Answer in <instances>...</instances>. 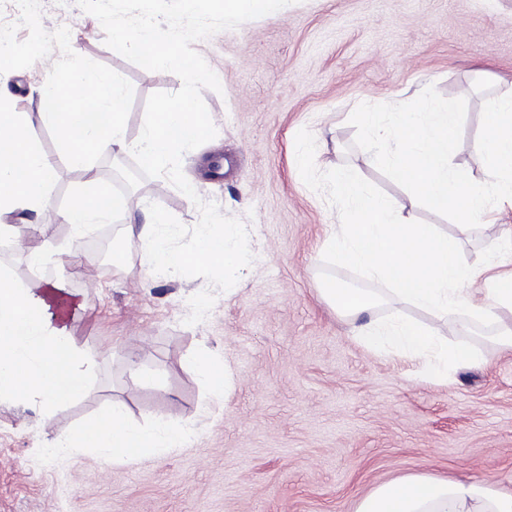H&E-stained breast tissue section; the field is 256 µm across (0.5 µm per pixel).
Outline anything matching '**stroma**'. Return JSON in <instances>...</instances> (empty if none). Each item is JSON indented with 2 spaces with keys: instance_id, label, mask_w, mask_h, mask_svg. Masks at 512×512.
Listing matches in <instances>:
<instances>
[{
  "instance_id": "1",
  "label": "stroma",
  "mask_w": 512,
  "mask_h": 512,
  "mask_svg": "<svg viewBox=\"0 0 512 512\" xmlns=\"http://www.w3.org/2000/svg\"><path fill=\"white\" fill-rule=\"evenodd\" d=\"M141 0H43L27 14L0 0V27L14 49L0 66V91L16 112L37 109L40 87L58 72L92 65L115 75L125 94V136L138 140L165 101L186 93L184 78L142 53L115 51L112 31L141 21ZM42 46L20 55L31 29ZM221 92L201 95L217 130L182 159L198 195L243 221L253 262L237 284L216 294L208 317L186 324L200 277L145 282L142 243L112 226V252L87 255L60 216L66 192L115 181L131 153L94 156L72 168L53 126L34 121L29 135L54 164L48 203L20 225L0 256L22 284L36 280L28 249L50 243L49 283L75 296L68 325L89 359L87 394L43 412L39 404L0 402V512H354L380 485L411 475L448 476L512 493V352L496 327L466 315L443 320L403 303L382 282L340 266L320 242L348 223L333 188L336 168L352 170L371 192L418 224L462 239V259L502 262L491 244L512 228V209L461 230L423 207L355 146L351 112L363 102L405 103L434 86L467 102L454 167L486 179L476 146L486 99L512 92V0H295L272 14L196 41ZM310 147L309 174L294 170L295 149ZM225 162L222 178L206 175ZM125 214L150 219L156 203L186 226L199 211L166 178L142 179L125 192ZM369 293L368 321L394 315L439 337L473 346L475 364L447 380L421 377L422 362L373 351L322 297L330 287ZM157 375L134 383L128 359ZM226 368L222 396L195 368L199 357ZM133 424L164 419L189 432L182 447L135 462L92 448L51 456L45 444L98 418L112 401Z\"/></svg>"
}]
</instances>
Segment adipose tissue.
Returning <instances> with one entry per match:
<instances>
[{
	"label": "adipose tissue",
	"instance_id": "adipose-tissue-1",
	"mask_svg": "<svg viewBox=\"0 0 512 512\" xmlns=\"http://www.w3.org/2000/svg\"><path fill=\"white\" fill-rule=\"evenodd\" d=\"M187 35L183 28L146 19L115 31L112 45L119 51L142 52L155 64L190 75L193 82H205L206 74L181 59ZM37 119L62 131L63 154L76 168L111 149L135 152L153 168L174 146L189 145L206 130L202 115L182 98L160 105L140 140L127 142L118 79L90 66L60 71L41 86L36 113L0 112V239L12 236L9 215H18L25 223L45 206L44 189L54 166L28 136ZM335 186L348 202L351 221L325 236L323 252L334 255L340 265L386 283L395 296L414 307L439 317L463 314L498 325L501 345L512 349V270L494 278L490 287L471 292L469 286L481 270L462 260L458 239L439 233L435 225L411 223L388 200L366 191L351 173H338ZM177 232L176 226L167 224L133 220L125 224V237L149 250L146 281L202 261L221 270L244 260L226 231L200 227L190 252L169 247ZM63 296L62 288L54 284H19L0 267L1 401L34 399L48 411L88 391L87 356L57 311ZM353 334L374 351L421 359L427 378L447 377L449 368L478 360L469 346L442 341L405 318L368 323ZM184 441V430L170 421L152 427L131 425L125 405L116 401L103 417L75 435L58 438L50 450L64 454L73 448H93L112 459L132 462L181 447ZM355 512H512V494L450 477L408 476L376 488L358 501Z\"/></svg>",
	"mask_w": 512,
	"mask_h": 512
}]
</instances>
